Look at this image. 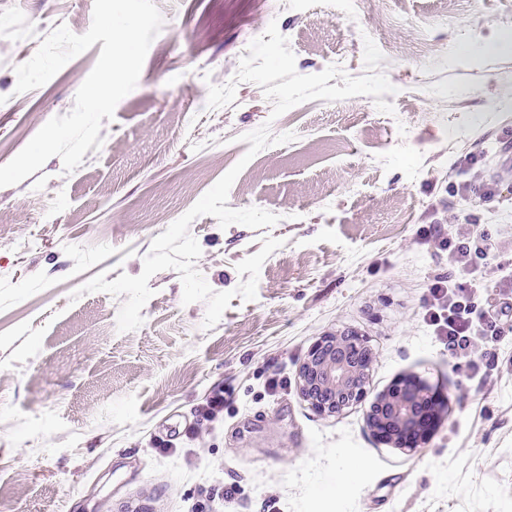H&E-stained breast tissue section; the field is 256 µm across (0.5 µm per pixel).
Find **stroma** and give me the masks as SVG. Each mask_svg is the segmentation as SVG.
<instances>
[{"label": "stroma", "mask_w": 512, "mask_h": 512, "mask_svg": "<svg viewBox=\"0 0 512 512\" xmlns=\"http://www.w3.org/2000/svg\"><path fill=\"white\" fill-rule=\"evenodd\" d=\"M94 0H0V165L69 113L102 49L16 93L15 68L60 25L88 31ZM163 28L136 88L73 173L59 157L0 187V512H512V370L480 384L454 368L423 319L427 275L448 253L429 225L472 223L493 247V289L512 265V0H155ZM277 24L299 74L366 72L365 39L397 92L322 99L272 117L262 87L239 83L208 109L209 84L236 75L254 35ZM269 125L295 140L257 153L232 209L273 227L190 226L213 291L264 238L252 301L234 297L212 328L183 304L177 271L149 281L143 325L119 332L121 298L75 297L98 273H141L153 239L187 212ZM350 329L375 355L369 395L416 373L448 400L426 447L380 444L368 403L317 414L299 395L313 342ZM224 414L197 421L216 389ZM361 471L344 481L341 461Z\"/></svg>", "instance_id": "35a3bbf8"}]
</instances>
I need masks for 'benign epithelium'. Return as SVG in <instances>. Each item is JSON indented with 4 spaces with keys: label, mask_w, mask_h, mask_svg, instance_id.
<instances>
[{
    "label": "benign epithelium",
    "mask_w": 512,
    "mask_h": 512,
    "mask_svg": "<svg viewBox=\"0 0 512 512\" xmlns=\"http://www.w3.org/2000/svg\"><path fill=\"white\" fill-rule=\"evenodd\" d=\"M373 361L371 349L353 332L326 333L299 367V393L317 413L339 414L364 400ZM447 416L448 404L437 388L409 373L374 397L366 423L380 443L413 451L429 442Z\"/></svg>",
    "instance_id": "benign-epithelium-1"
}]
</instances>
